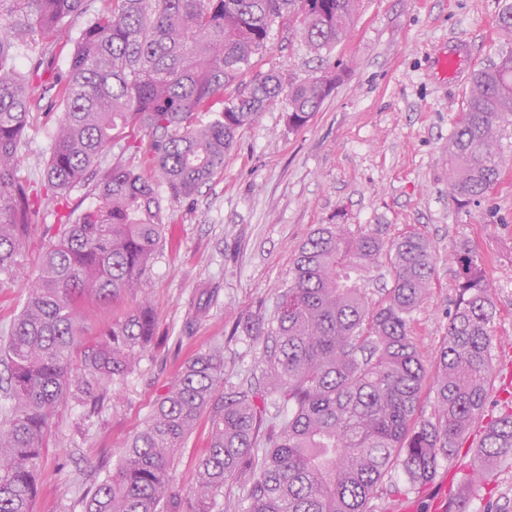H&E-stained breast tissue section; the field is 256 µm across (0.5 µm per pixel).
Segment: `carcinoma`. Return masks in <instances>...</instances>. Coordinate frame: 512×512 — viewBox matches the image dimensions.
Here are the masks:
<instances>
[{"mask_svg": "<svg viewBox=\"0 0 512 512\" xmlns=\"http://www.w3.org/2000/svg\"><path fill=\"white\" fill-rule=\"evenodd\" d=\"M21 16L0 18V277L18 265L23 237L39 223L18 147L33 112L38 70L20 72L14 49L34 35L38 66L76 16L69 67L42 85L44 111L60 113L47 186L68 192L96 176L95 207L73 209L43 255L39 276L0 345L9 403L0 421V512H33L39 460L57 411L93 406L155 340L141 285L167 228L157 182L169 199L192 197L224 168L237 132L283 92L275 73L242 82L274 26L292 20L310 50L343 40L362 0H12ZM506 44L475 73L466 112L448 144V194L469 203L498 181L505 127L512 124V3L499 18ZM342 77L335 69L288 83V125L304 126ZM237 84L235 94L225 89ZM206 112L205 123L197 114ZM147 138L140 166L120 158L97 171L103 151L127 130ZM389 256L392 283L370 305L362 281ZM459 267L447 336L428 375L411 336L412 314L429 294L433 256L418 232L386 242L377 229L324 224L299 247L274 315L245 326L262 345V386L224 385V347L187 362L126 443L117 468L83 497V512H371L383 479L401 467L411 486L432 481L485 415L493 377V302L481 258L457 247ZM132 296L95 340L79 305ZM430 382L432 412L419 403ZM210 411L209 448L186 496L174 489L175 455ZM487 463L512 457V399L485 429Z\"/></svg>", "mask_w": 512, "mask_h": 512, "instance_id": "carcinoma-1", "label": "carcinoma"}]
</instances>
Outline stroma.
<instances>
[{"mask_svg": "<svg viewBox=\"0 0 512 512\" xmlns=\"http://www.w3.org/2000/svg\"><path fill=\"white\" fill-rule=\"evenodd\" d=\"M504 0H363L348 36L325 57L278 26L270 49L255 58L248 78L267 73L304 80L328 67L343 77L309 122L288 125L277 102L242 127L224 169L192 198L169 203L172 235L163 240L143 280L154 308L156 339L132 371L109 386L102 407H62L43 451L34 512H82L84 492L115 469L127 440L146 424L179 366L196 352L224 347V388L256 383L262 348L236 332L237 322L272 315L291 276L298 247L323 224L353 231L380 229L385 240L411 231L430 242L435 270L427 303L411 331L425 365H432L456 298L452 255L468 243L482 258L495 303L494 373L488 415L512 384V126L504 131L505 168L480 202L459 205L448 194V141L466 110L472 77L501 46ZM458 57L456 74L439 69ZM56 114L34 113L21 139L20 176L41 188L55 136ZM92 184L48 200L46 221L21 242L12 278L0 280V334L23 307L52 232L73 208L94 205ZM213 297L193 314L203 292ZM202 415L177 454L175 489L186 492L209 445ZM477 444L442 462L435 478L410 487L402 469L385 477L372 512H448L466 496L469 512L512 507V459L493 462L487 481L473 473Z\"/></svg>", "mask_w": 512, "mask_h": 512, "instance_id": "obj_1", "label": "stroma"}]
</instances>
